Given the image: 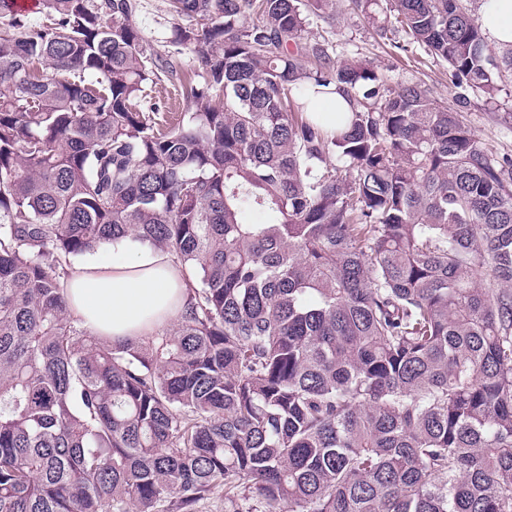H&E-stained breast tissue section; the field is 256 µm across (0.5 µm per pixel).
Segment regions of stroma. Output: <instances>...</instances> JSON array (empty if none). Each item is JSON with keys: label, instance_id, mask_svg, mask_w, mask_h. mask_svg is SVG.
I'll use <instances>...</instances> for the list:
<instances>
[{"label": "stroma", "instance_id": "35a3bbf8", "mask_svg": "<svg viewBox=\"0 0 512 512\" xmlns=\"http://www.w3.org/2000/svg\"><path fill=\"white\" fill-rule=\"evenodd\" d=\"M132 23L139 30L152 58L172 63V72L162 74L140 102L143 111L156 113L164 121L186 111L178 88L187 81H200L203 70L193 47L173 44L172 33L179 25L167 0H136ZM304 44L323 45L335 61L360 59L390 84L419 83L438 102L461 113L475 134L494 154H512V69L502 67L507 50L489 43L498 85L495 96L482 91L456 87L445 63L437 61L423 47L411 42L404 32L379 38L362 17L356 0H335L333 8L310 16L301 36Z\"/></svg>", "mask_w": 512, "mask_h": 512}]
</instances>
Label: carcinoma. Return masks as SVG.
I'll list each match as a JSON object with an SVG mask.
<instances>
[{"label":"carcinoma","instance_id":"carcinoma-1","mask_svg":"<svg viewBox=\"0 0 512 512\" xmlns=\"http://www.w3.org/2000/svg\"><path fill=\"white\" fill-rule=\"evenodd\" d=\"M14 2L0 512H197L218 485L226 512H512V155L422 87L301 45L332 0H168L205 76L165 131L139 106L156 71L134 0H41L50 27ZM362 11L497 93L457 0ZM313 86L349 102L336 127ZM123 237L169 253L190 300L114 344L63 279Z\"/></svg>","mask_w":512,"mask_h":512}]
</instances>
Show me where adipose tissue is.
Returning <instances> with one entry per match:
<instances>
[{
  "instance_id": "ef3b65f1",
  "label": "adipose tissue",
  "mask_w": 512,
  "mask_h": 512,
  "mask_svg": "<svg viewBox=\"0 0 512 512\" xmlns=\"http://www.w3.org/2000/svg\"><path fill=\"white\" fill-rule=\"evenodd\" d=\"M479 22L496 43L512 44V0H482ZM115 258L73 265L64 280L71 313L93 334L115 342L139 339L169 326L189 300V285L172 257L123 238Z\"/></svg>"
}]
</instances>
